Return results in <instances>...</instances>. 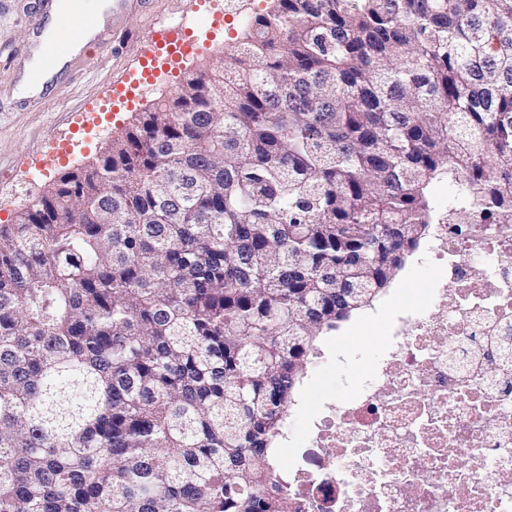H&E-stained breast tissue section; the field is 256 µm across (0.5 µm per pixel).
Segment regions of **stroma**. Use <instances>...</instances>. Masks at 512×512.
I'll use <instances>...</instances> for the list:
<instances>
[{
  "mask_svg": "<svg viewBox=\"0 0 512 512\" xmlns=\"http://www.w3.org/2000/svg\"><path fill=\"white\" fill-rule=\"evenodd\" d=\"M236 8L235 0H151L45 101L21 107L17 75L41 19L37 0H0V225L15 223L59 175L86 168L110 149L138 113L174 90L186 70L222 57L242 28ZM184 16L199 54L170 67L159 66L152 80L142 81V47L156 19ZM84 107L96 109L97 118L89 128L73 131L70 115ZM431 276L429 268L409 257L373 306L319 340L324 370H309L288 410V433L278 442V467L291 465L297 437L319 411L351 394L350 378L361 376L384 357L391 321L424 302Z\"/></svg>",
  "mask_w": 512,
  "mask_h": 512,
  "instance_id": "obj_1",
  "label": "stroma"
}]
</instances>
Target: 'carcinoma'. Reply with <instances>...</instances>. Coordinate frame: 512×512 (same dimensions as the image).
Returning <instances> with one entry per match:
<instances>
[{"label": "carcinoma", "instance_id": "carcinoma-1", "mask_svg": "<svg viewBox=\"0 0 512 512\" xmlns=\"http://www.w3.org/2000/svg\"><path fill=\"white\" fill-rule=\"evenodd\" d=\"M273 2L0 225V512H285L317 339L512 223V0Z\"/></svg>", "mask_w": 512, "mask_h": 512}]
</instances>
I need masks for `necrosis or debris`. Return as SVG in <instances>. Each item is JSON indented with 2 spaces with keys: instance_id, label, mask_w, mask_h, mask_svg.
<instances>
[{
  "instance_id": "necrosis-or-debris-1",
  "label": "necrosis or debris",
  "mask_w": 512,
  "mask_h": 512,
  "mask_svg": "<svg viewBox=\"0 0 512 512\" xmlns=\"http://www.w3.org/2000/svg\"><path fill=\"white\" fill-rule=\"evenodd\" d=\"M427 306L275 481L288 512H512V224H438Z\"/></svg>"
}]
</instances>
